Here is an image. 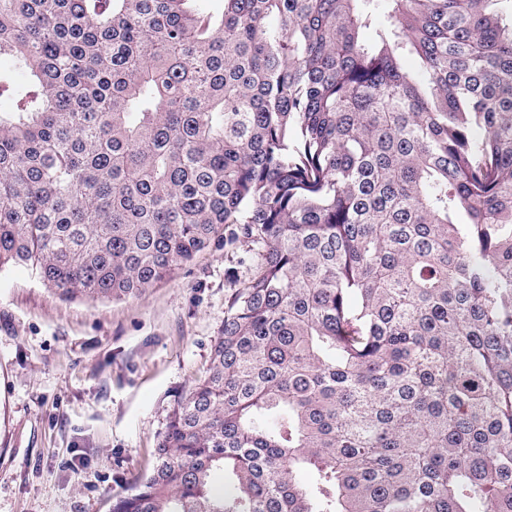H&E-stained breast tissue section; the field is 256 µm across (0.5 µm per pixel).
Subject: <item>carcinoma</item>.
Segmentation results:
<instances>
[{"label": "carcinoma", "instance_id": "carcinoma-1", "mask_svg": "<svg viewBox=\"0 0 512 512\" xmlns=\"http://www.w3.org/2000/svg\"><path fill=\"white\" fill-rule=\"evenodd\" d=\"M196 2L0 0V270L258 246L112 512H512V0Z\"/></svg>", "mask_w": 512, "mask_h": 512}]
</instances>
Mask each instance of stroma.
Instances as JSON below:
<instances>
[{"label": "stroma", "mask_w": 512, "mask_h": 512, "mask_svg": "<svg viewBox=\"0 0 512 512\" xmlns=\"http://www.w3.org/2000/svg\"><path fill=\"white\" fill-rule=\"evenodd\" d=\"M255 268L233 224L130 300H63L29 268L0 269V512H111L152 471L169 409Z\"/></svg>", "instance_id": "35a3bbf8"}]
</instances>
